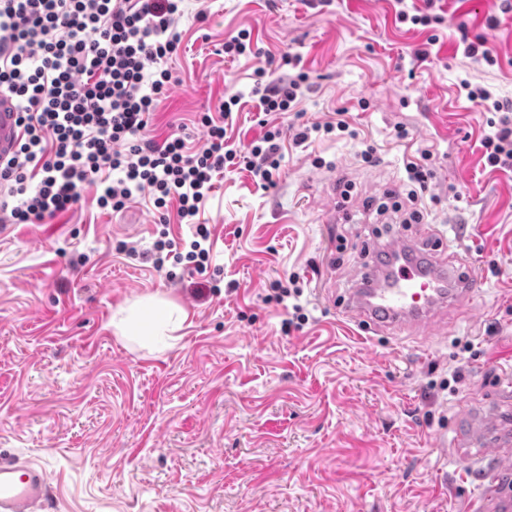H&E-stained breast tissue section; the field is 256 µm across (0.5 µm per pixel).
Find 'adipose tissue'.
Here are the masks:
<instances>
[{"mask_svg":"<svg viewBox=\"0 0 512 512\" xmlns=\"http://www.w3.org/2000/svg\"><path fill=\"white\" fill-rule=\"evenodd\" d=\"M187 319L186 312L172 302L147 297L131 303L113 317L112 325L122 336H139L151 342L172 345L174 334Z\"/></svg>","mask_w":512,"mask_h":512,"instance_id":"obj_1","label":"adipose tissue"}]
</instances>
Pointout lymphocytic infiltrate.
Returning <instances> with one entry per match:
<instances>
[{
	"instance_id": "f902f5d3",
	"label": "lymphocytic infiltrate",
	"mask_w": 512,
	"mask_h": 512,
	"mask_svg": "<svg viewBox=\"0 0 512 512\" xmlns=\"http://www.w3.org/2000/svg\"><path fill=\"white\" fill-rule=\"evenodd\" d=\"M183 0H0V89L16 99L23 137L0 168V211L13 224L54 219L76 205L84 186L95 187L100 208L123 211L149 196L161 230L153 264L188 262L205 272L211 232L197 225L196 239L181 253L166 230L169 206L181 219L198 215L213 177L244 167L272 183L280 167L283 130L276 119L294 111L305 73L254 88L265 132L247 151L231 148L224 120L237 97L220 104L219 116L199 118L207 139L189 149L182 137L157 143L152 116L172 75L165 63L176 53ZM466 98L489 106L494 117L481 141L489 167H512V101L461 81Z\"/></svg>"
}]
</instances>
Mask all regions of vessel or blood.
I'll list each match as a JSON object with an SVG mask.
<instances>
[{
    "mask_svg": "<svg viewBox=\"0 0 512 512\" xmlns=\"http://www.w3.org/2000/svg\"><path fill=\"white\" fill-rule=\"evenodd\" d=\"M22 134L14 98L0 91V166L15 155ZM368 253L341 309L366 334L438 328L441 315L465 312L482 286L470 256L450 252L441 236L426 250L401 237L372 242ZM450 432L451 452L482 475L479 512H512V391L465 404ZM50 489L46 468L0 457V512H34Z\"/></svg>",
    "mask_w": 512,
    "mask_h": 512,
    "instance_id": "obj_1",
    "label": "vessel or blood"
}]
</instances>
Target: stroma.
I'll return each instance as SVG.
<instances>
[{"mask_svg":"<svg viewBox=\"0 0 512 512\" xmlns=\"http://www.w3.org/2000/svg\"><path fill=\"white\" fill-rule=\"evenodd\" d=\"M402 6L443 22L432 31L400 22ZM183 9L156 141L202 145L197 113L236 96L226 138L247 149L264 133L257 72L288 56L309 76L302 123L343 109L351 130L300 146L283 137L271 185L240 169L217 176L195 222L213 241L201 274L154 267L158 216L141 195L115 213L87 186L51 223H0V455L51 471L48 512H476V482L440 444L463 402L490 396L512 371V169L485 166L490 115L459 82L512 100V0H185ZM462 24L487 38L497 65L458 50ZM242 30L259 55L225 57V39ZM400 126L408 139L396 138ZM369 145L377 162L362 158ZM422 146L433 153L427 223L471 256L483 286L434 333L355 335L327 299L349 288L367 226L399 225L363 203L404 194V160ZM195 224L171 216V239L190 244ZM338 238L343 251L329 255ZM292 276L299 299L267 301L271 282ZM151 296L188 314L174 347L112 328L121 308ZM296 304L307 320L285 329ZM458 367L465 378L449 388Z\"/></svg>","mask_w":512,"mask_h":512,"instance_id":"stroma-1","label":"stroma"}]
</instances>
